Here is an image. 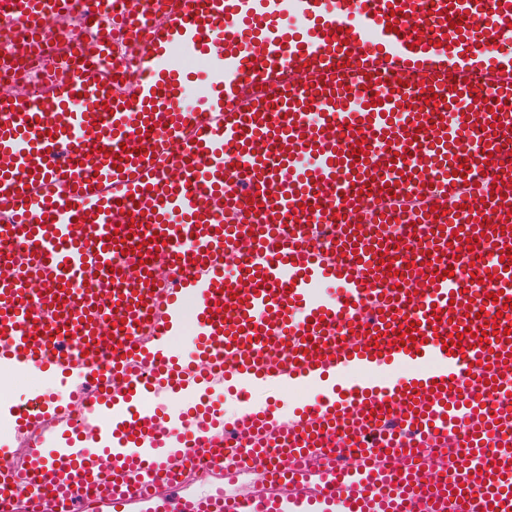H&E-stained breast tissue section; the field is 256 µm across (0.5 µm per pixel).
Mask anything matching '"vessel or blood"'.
Listing matches in <instances>:
<instances>
[{"label":"vessel or blood","mask_w":512,"mask_h":512,"mask_svg":"<svg viewBox=\"0 0 512 512\" xmlns=\"http://www.w3.org/2000/svg\"><path fill=\"white\" fill-rule=\"evenodd\" d=\"M418 2L143 0L140 32L81 42L74 68L66 19L111 17L115 0H6L15 54L41 60L31 90L0 89V245L25 269L0 276V365L79 377L91 422L74 437L64 414L24 416L29 470L0 469V512H114L177 487L194 448L232 480L214 424L165 411L228 379L314 392L287 421L247 410L238 426L277 430L291 482L336 512H512V463L455 485L375 464L436 425L475 427L465 386L512 390V164L497 139L512 110L465 108L476 85L512 102V0H438L432 38L402 22ZM177 52L207 63L201 107L186 103ZM431 96L445 112L414 107ZM417 171L425 192L387 190ZM470 195L483 213L458 208ZM412 206L431 219L426 255L403 254L398 272L370 262L394 243L389 215ZM457 238L490 254L484 282L448 272ZM242 241L246 259L225 264ZM164 253L173 285L156 288L146 258ZM331 281L338 296L318 301ZM187 321L184 356L169 338ZM467 330L482 342L460 343ZM281 343L289 357L272 363ZM322 428L366 444L329 480L302 463Z\"/></svg>","instance_id":"vessel-or-blood-1"}]
</instances>
